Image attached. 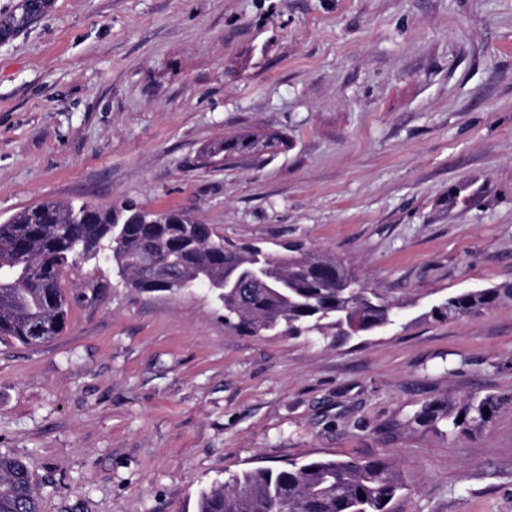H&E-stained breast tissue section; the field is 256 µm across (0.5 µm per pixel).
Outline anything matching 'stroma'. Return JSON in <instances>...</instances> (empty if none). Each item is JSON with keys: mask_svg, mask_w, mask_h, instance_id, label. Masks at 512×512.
<instances>
[{"mask_svg": "<svg viewBox=\"0 0 512 512\" xmlns=\"http://www.w3.org/2000/svg\"><path fill=\"white\" fill-rule=\"evenodd\" d=\"M244 131L288 146L207 164ZM48 200L179 209L238 242L300 239L389 299L342 341L249 336L205 288L69 268L52 341L0 342V454L40 512H195L244 469L393 453L395 512H512V0H50L0 42V222ZM506 403L453 437L413 416ZM504 294L512 296V288H472L448 294L433 304L424 318L456 320L494 306Z\"/></svg>", "mask_w": 512, "mask_h": 512, "instance_id": "1", "label": "stroma"}]
</instances>
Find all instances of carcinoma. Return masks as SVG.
Returning <instances> with one entry per match:
<instances>
[{
	"mask_svg": "<svg viewBox=\"0 0 512 512\" xmlns=\"http://www.w3.org/2000/svg\"><path fill=\"white\" fill-rule=\"evenodd\" d=\"M288 140L246 131L213 144L225 155H271ZM171 212L128 204L120 209L90 203L46 201L23 209L0 224V341L33 345L49 340L33 335L42 321L66 326L69 301L61 278L73 258L70 236L78 235L88 248L86 259H110L122 278L145 291L161 290L162 278L137 265L140 254H165V275L205 286L208 277H224L230 263L248 266L253 244H236L208 224L180 212L182 223L170 224ZM61 224L60 234L43 225ZM196 230L197 246L184 244V228ZM121 244L113 247V239ZM224 241L219 245L218 241ZM269 275L279 284L254 283L244 296L226 295L224 320L240 332H269L286 336L350 338L396 324L400 306L365 287L342 259L314 252L299 241L288 243L283 255L269 256ZM512 288H472L448 294L424 317L456 320L494 306ZM506 402L487 395L469 399L454 413L432 402L416 412L418 425L442 422L450 433L468 434L489 422ZM409 485L384 456L370 459L312 458L284 468H257L235 473L221 485L199 493L196 512H393ZM0 512H39L38 496L25 463L0 455Z\"/></svg>",
	"mask_w": 512,
	"mask_h": 512,
	"instance_id": "carcinoma-1",
	"label": "carcinoma"
}]
</instances>
